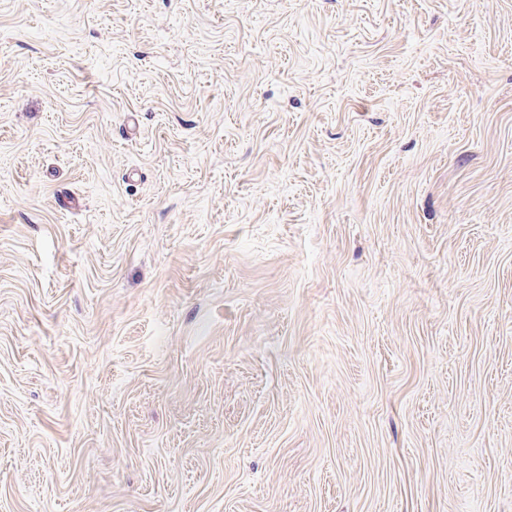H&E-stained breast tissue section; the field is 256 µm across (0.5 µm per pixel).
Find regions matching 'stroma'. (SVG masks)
<instances>
[{
    "mask_svg": "<svg viewBox=\"0 0 512 512\" xmlns=\"http://www.w3.org/2000/svg\"><path fill=\"white\" fill-rule=\"evenodd\" d=\"M0 512H512V0H0Z\"/></svg>",
    "mask_w": 512,
    "mask_h": 512,
    "instance_id": "35a3bbf8",
    "label": "stroma"
}]
</instances>
